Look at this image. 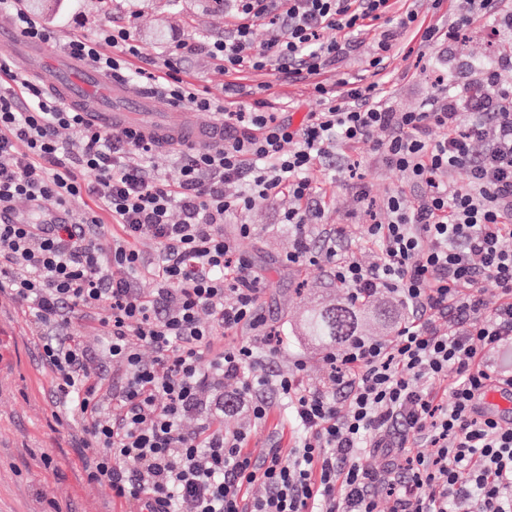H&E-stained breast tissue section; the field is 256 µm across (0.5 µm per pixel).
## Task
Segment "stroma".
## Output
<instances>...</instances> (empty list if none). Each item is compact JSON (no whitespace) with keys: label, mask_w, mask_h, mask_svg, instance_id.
Returning a JSON list of instances; mask_svg holds the SVG:
<instances>
[{"label":"stroma","mask_w":512,"mask_h":512,"mask_svg":"<svg viewBox=\"0 0 512 512\" xmlns=\"http://www.w3.org/2000/svg\"><path fill=\"white\" fill-rule=\"evenodd\" d=\"M44 19L63 36L73 30L90 35L106 24L127 28L143 49L144 68L159 61L170 41L221 38L236 25L214 0H62L59 9L46 13ZM374 45L373 36H362L358 50L322 72L321 82L330 86L342 77L372 82L369 61ZM498 46L479 23L463 29L458 41L439 45L396 32L388 51L393 77L382 102L396 112L420 110L448 75L468 77L470 61ZM183 66L195 86L208 89L234 112L250 111L258 101L277 112L293 106L301 117L317 109L311 85L288 83L272 70L228 76L200 49L192 51ZM350 160L352 170L329 169L320 176L322 221L345 226L356 236L362 223L380 214L383 200L401 186L402 178L369 146L351 152ZM354 181L367 186L366 200L357 199L350 187ZM283 207L280 200L257 202L228 220L224 233L236 237L240 254L264 276L260 314L275 339L259 349L262 367L273 375L284 374L296 360H303L304 385L319 387L329 373L325 351L301 335L299 322L306 309L339 299L344 291L330 284L326 266L283 265L293 242L292 228L280 219ZM241 224L249 225L250 234L240 239L236 233ZM37 342L29 315L0 296V512H131V503L113 499L108 483L88 481L75 446L82 426L75 419H57L54 383L38 361ZM224 427L246 430L249 447L257 451L274 438L285 449L293 443V423L278 404L266 423L253 425L230 412Z\"/></svg>","instance_id":"stroma-1"}]
</instances>
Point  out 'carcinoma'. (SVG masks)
<instances>
[{
  "instance_id": "obj_1",
  "label": "carcinoma",
  "mask_w": 512,
  "mask_h": 512,
  "mask_svg": "<svg viewBox=\"0 0 512 512\" xmlns=\"http://www.w3.org/2000/svg\"><path fill=\"white\" fill-rule=\"evenodd\" d=\"M372 315L368 308L340 299L329 305L310 309L301 321L303 335L317 345L346 346L362 335Z\"/></svg>"
}]
</instances>
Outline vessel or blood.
I'll use <instances>...</instances> for the list:
<instances>
[{
    "instance_id": "b4317fda",
    "label": "vessel or blood",
    "mask_w": 512,
    "mask_h": 512,
    "mask_svg": "<svg viewBox=\"0 0 512 512\" xmlns=\"http://www.w3.org/2000/svg\"><path fill=\"white\" fill-rule=\"evenodd\" d=\"M0 47L22 58L29 72L42 81L58 101L76 110L102 128L120 129L130 115L143 117L141 132L162 147L186 143L201 148L224 143V124L213 117L188 121L181 109L168 107L144 90L133 87L125 76L105 78L90 65L68 57L46 44L17 40L14 29L0 20ZM482 409L500 420L512 419V395L491 391L481 400Z\"/></svg>"
}]
</instances>
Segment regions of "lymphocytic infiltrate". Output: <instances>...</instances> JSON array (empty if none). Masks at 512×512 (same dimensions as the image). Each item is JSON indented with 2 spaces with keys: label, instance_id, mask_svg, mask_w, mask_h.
I'll return each instance as SVG.
<instances>
[{
  "label": "lymphocytic infiltrate",
  "instance_id": "obj_1",
  "mask_svg": "<svg viewBox=\"0 0 512 512\" xmlns=\"http://www.w3.org/2000/svg\"><path fill=\"white\" fill-rule=\"evenodd\" d=\"M237 20L211 40L224 74L275 69L289 79L319 74L370 29L375 81L344 89L315 83L319 111L302 123L257 103L228 112L184 79L192 47L167 45L160 62L135 66L141 46L127 29L71 35L70 55L124 73L166 100L224 115V144L185 146L179 177L156 168L159 147L137 125L100 129L49 97L40 82L0 56V209L26 205L22 224L0 223V293L24 308L54 374L55 398L83 423L79 446L89 481L116 499L157 512H512V424L483 413L494 387L512 388V44L471 62V78L449 79L421 111L383 107L382 31L392 0H224ZM18 36L53 43V26L23 0H0ZM512 30V0H466L448 29L413 10L398 25L422 41L457 39L475 19ZM270 36L256 42L254 28ZM76 129L77 141L59 138ZM372 144L403 180L383 202L387 221L363 224L364 263L343 229L309 226L323 211L314 173L335 165V144ZM465 170L457 185L448 175ZM287 198L283 223L295 238L291 266H330L358 304L387 295L407 311L388 340L356 338L326 354L327 389L304 387L303 364L263 373L254 341L219 349L218 336L260 325L259 276L224 222L255 200ZM81 208L70 224L50 210ZM113 225L104 236L105 225ZM151 241L147 258L142 241ZM154 283L151 290L141 279ZM498 292L495 306L485 285ZM96 321L101 351L68 331ZM152 358H143L141 346ZM239 385L225 394V381ZM287 400L300 434L292 448L255 451L224 428L227 412L266 422L272 396ZM195 418L185 430L186 418ZM380 455L382 470L369 456Z\"/></svg>",
  "mask_w": 512,
  "mask_h": 512
}]
</instances>
